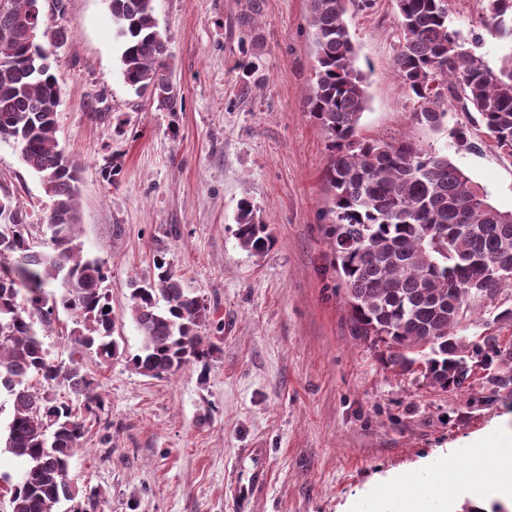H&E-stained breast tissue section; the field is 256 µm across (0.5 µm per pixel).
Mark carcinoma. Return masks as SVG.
Returning <instances> with one entry per match:
<instances>
[{
	"label": "carcinoma",
	"instance_id": "cac0c4a2",
	"mask_svg": "<svg viewBox=\"0 0 512 512\" xmlns=\"http://www.w3.org/2000/svg\"><path fill=\"white\" fill-rule=\"evenodd\" d=\"M155 0H112L123 81L170 109L179 92L166 75L169 46L157 30ZM402 45L393 68L418 100L415 122L433 130L453 111L474 112L499 153L512 158V0H487L483 32L463 39L448 26V0H396ZM372 0H309L316 81L307 111L331 141L325 178L334 192L330 236L345 285L353 333L383 344L386 361L448 391L471 386L473 363L488 371L485 385L512 394V342L498 336H459L454 328L477 308L512 288V210L503 211L446 153L426 152L407 140L361 137L365 77L345 21L348 8ZM64 0L45 9L39 0H0V142L20 148L23 161L53 198L49 237L34 241L19 203L0 196V389L12 399L4 450L27 463L9 485L11 512H58L75 498L69 462L86 425L53 390L66 383L84 408H104L97 385L81 370L50 358L39 331L71 312L83 329L73 350L95 349L104 363L119 354L118 318L102 283L106 275L78 241V168L60 148L52 71L53 47L65 40L56 17ZM509 47L490 67L486 38ZM453 153L475 148L468 128L450 129ZM236 238L260 255L273 238L252 203L238 206ZM153 279L132 290L130 317L142 336L130 364L163 378L210 356L204 334L208 308L185 291L164 262ZM40 382L36 388L30 376Z\"/></svg>",
	"mask_w": 512,
	"mask_h": 512
}]
</instances>
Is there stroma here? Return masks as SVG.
Instances as JSON below:
<instances>
[{
	"label": "stroma",
	"mask_w": 512,
	"mask_h": 512,
	"mask_svg": "<svg viewBox=\"0 0 512 512\" xmlns=\"http://www.w3.org/2000/svg\"><path fill=\"white\" fill-rule=\"evenodd\" d=\"M64 3L59 142L78 166V238L123 317L111 363L91 350L79 357L105 406L85 414L68 477L100 490L99 512H238L230 481L251 470L255 448L267 476L247 512H390L381 487L404 477L427 485L442 468H466L477 443L512 434V395H491L478 375L463 392L426 387L352 334L327 235L329 139L306 110L308 0H155L182 98L173 110L124 83L106 0ZM396 12V0H374L347 16L368 76L359 132L438 152L447 132L413 121L416 100L393 72ZM472 134L476 150L454 163L512 210V158L482 128ZM3 194L20 200L43 240L52 199L2 142ZM243 199L274 237L257 256L235 236ZM160 258L205 300L213 352L153 379L129 363L141 337L128 312L133 284ZM506 308L510 289L458 335L512 339V322L496 318Z\"/></svg>",
	"instance_id": "obj_1"
}]
</instances>
